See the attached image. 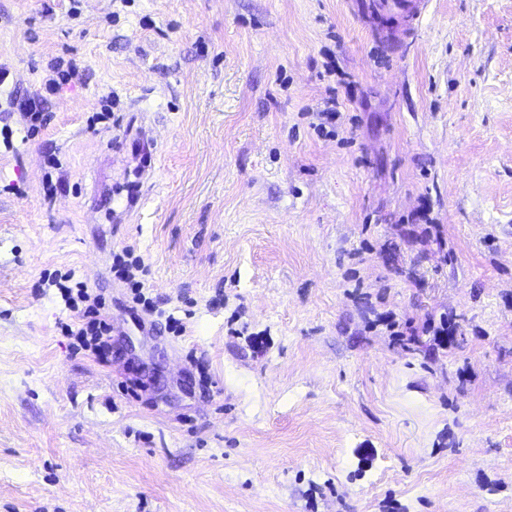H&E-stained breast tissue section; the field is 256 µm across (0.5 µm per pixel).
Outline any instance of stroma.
I'll use <instances>...</instances> for the list:
<instances>
[{
    "mask_svg": "<svg viewBox=\"0 0 512 512\" xmlns=\"http://www.w3.org/2000/svg\"><path fill=\"white\" fill-rule=\"evenodd\" d=\"M369 2L0 0V512H512V0ZM83 80L84 74L76 65L60 58L47 66L41 79V89L48 95H55L82 84ZM47 97L42 93L34 95H17L10 93L7 97V108L3 112H12L17 109L29 120L31 123L30 129L35 130L39 123L40 127H45L48 123V116L46 112ZM132 269H142V272H144L143 261L139 257L135 258L134 264H125L124 262L117 261L116 264L112 266L116 278L129 284L130 288H134L133 301L139 304L143 301L144 295L142 288H144V284L140 281H135ZM78 285L76 298L73 296V288L60 285L61 297L68 308H75L78 301L88 303L84 314L93 316V319L85 327L80 326L75 330L72 325L65 324L63 330L66 336H74L82 348L91 349L98 356H101V359H107V336H111L112 327L100 314V309L104 307L105 303L99 295L92 297L87 288L81 283H78Z\"/></svg>",
    "mask_w": 512,
    "mask_h": 512,
    "instance_id": "obj_1",
    "label": "stroma"
}]
</instances>
